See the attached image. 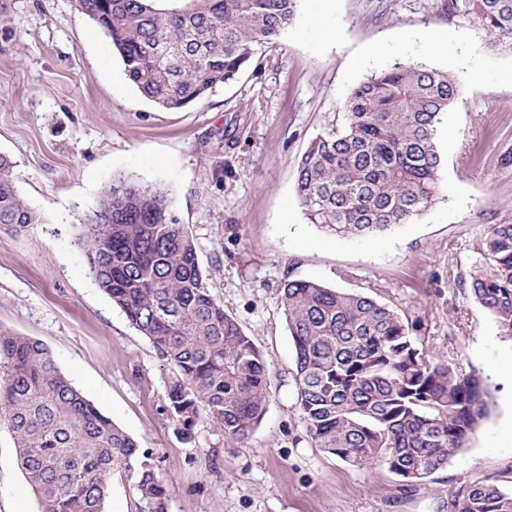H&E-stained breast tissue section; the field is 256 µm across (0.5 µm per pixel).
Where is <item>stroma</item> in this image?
Wrapping results in <instances>:
<instances>
[{
    "mask_svg": "<svg viewBox=\"0 0 512 512\" xmlns=\"http://www.w3.org/2000/svg\"><path fill=\"white\" fill-rule=\"evenodd\" d=\"M303 0L288 34L258 47L232 83L182 111L141 97L72 0H0V154L37 221L0 225V329L43 343L57 366L134 438L164 481L166 512H448L462 483L512 492V340L454 280L512 224V52L493 48L449 0H335L337 44L310 32ZM445 35L442 53L422 48ZM453 73L441 117V198L417 221L339 239L306 222L294 186L316 136L344 123L353 87L395 63ZM123 176L169 187L212 295L272 372L267 412L245 440L207 418L191 439L166 408L175 374L98 288L79 241L102 193ZM312 279L370 295L415 321L432 351L474 368L489 413L466 448L411 491L381 463L316 448L297 401L281 287ZM14 440L0 427V512H40Z\"/></svg>",
    "mask_w": 512,
    "mask_h": 512,
    "instance_id": "stroma-1",
    "label": "stroma"
}]
</instances>
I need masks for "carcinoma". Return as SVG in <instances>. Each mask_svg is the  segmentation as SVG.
Returning <instances> with one entry per match:
<instances>
[{
    "mask_svg": "<svg viewBox=\"0 0 512 512\" xmlns=\"http://www.w3.org/2000/svg\"><path fill=\"white\" fill-rule=\"evenodd\" d=\"M301 0H72L93 15L126 77L152 104L181 110L236 79L262 44L278 42ZM494 48L512 50V0H464ZM459 94L446 70L396 63L360 82L345 123L314 138L297 163L305 220L338 237L409 224L439 199L441 116ZM0 154V224L36 223ZM81 241L98 287L176 371L167 410L189 438L200 415L228 441L261 423L270 388L262 352L211 295L197 247L168 190L114 178ZM484 263L462 282L512 338V224L481 239ZM298 407L315 447L360 466L380 462L411 488L445 468L488 414L475 370L430 351L407 318L372 297L316 280H286ZM41 512H105L115 474L143 512H165L167 490L137 442L60 371L50 350L0 330V425ZM449 512H512V494L467 483Z\"/></svg>",
    "mask_w": 512,
    "mask_h": 512,
    "instance_id": "obj_1",
    "label": "carcinoma"
}]
</instances>
